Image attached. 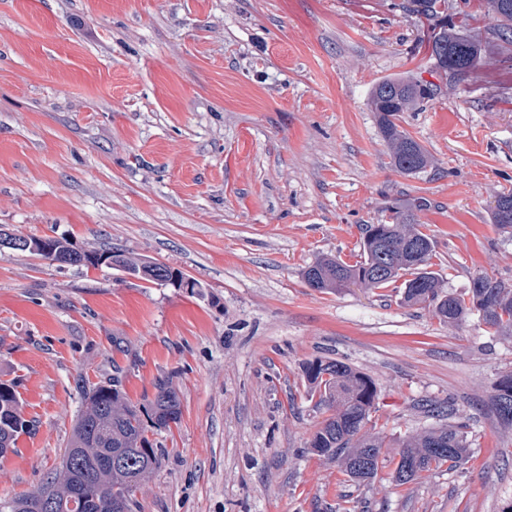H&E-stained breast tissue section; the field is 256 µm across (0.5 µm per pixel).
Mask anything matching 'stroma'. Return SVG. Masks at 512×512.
<instances>
[{"instance_id": "35a3bbf8", "label": "stroma", "mask_w": 512, "mask_h": 512, "mask_svg": "<svg viewBox=\"0 0 512 512\" xmlns=\"http://www.w3.org/2000/svg\"><path fill=\"white\" fill-rule=\"evenodd\" d=\"M423 29L392 0H0V227L120 248L193 278L202 294L0 250V380L38 421L0 458V498L59 470L84 394L123 369L140 406L158 378L180 419L152 431L160 466L135 512H507L512 427L491 397L512 335L440 322L395 289L308 287L307 267L358 260L361 227L392 202L436 241L431 269L462 292L512 283V68L493 54L440 80L403 127L432 164L394 171L369 104L382 78L432 80ZM343 361L378 390L377 478L349 481L309 441L303 367ZM471 420L463 470L392 478L425 402Z\"/></svg>"}]
</instances>
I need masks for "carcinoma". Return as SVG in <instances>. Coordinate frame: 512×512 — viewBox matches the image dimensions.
Returning a JSON list of instances; mask_svg holds the SVG:
<instances>
[{
  "label": "carcinoma",
  "mask_w": 512,
  "mask_h": 512,
  "mask_svg": "<svg viewBox=\"0 0 512 512\" xmlns=\"http://www.w3.org/2000/svg\"><path fill=\"white\" fill-rule=\"evenodd\" d=\"M398 7L437 29L428 42L433 72L445 79L461 81L477 67L494 46L472 34L474 16L458 12V20L446 22L448 0H402ZM491 31L512 46V0H485ZM438 86L408 73L376 82L370 92L372 111L383 141L389 148L391 164L405 175L427 169L431 157L402 126V114L416 104L435 97ZM492 210L493 222L512 228V190L498 196ZM427 206L425 199L412 205L387 207L389 221L363 227V257L351 265L335 257H324L304 271L308 287L339 291L350 286L384 289L402 281V298L408 305L426 304L443 323L459 326L478 317L494 334H512V284L488 274L472 279L462 294L441 288L435 273L428 270L435 242L415 224L414 211ZM47 243L66 266H83L86 256L63 238H47ZM112 261L133 271L137 277L159 285L182 287L180 271L166 265L134 257L121 249H106ZM112 383L86 398V410L77 421L63 459L78 464L61 470L38 492L7 500L6 512H38L44 498L55 503L54 512H134V492L140 482L159 465L161 449L152 446L148 429L169 430L180 419V398L166 380L156 384L154 399L142 407L127 402L113 365ZM304 373L313 392L319 393L316 406L329 415L313 433L309 447L319 456L340 461L353 482L371 483L382 462L384 440L370 434L366 426L374 412L378 391L365 374L339 360L317 358L306 363ZM492 405L501 424L512 427V373L499 381ZM427 414L448 420L446 424L418 431L401 442L394 479L399 484L416 480L421 473L444 465L454 470L466 463L472 441L466 420L456 417L450 407L424 405ZM35 420L25 418L15 383L0 381V456L18 453V440L32 435ZM120 460L112 470L95 465L106 454ZM82 488L84 498L72 497L73 488Z\"/></svg>",
  "instance_id": "carcinoma-1"
}]
</instances>
